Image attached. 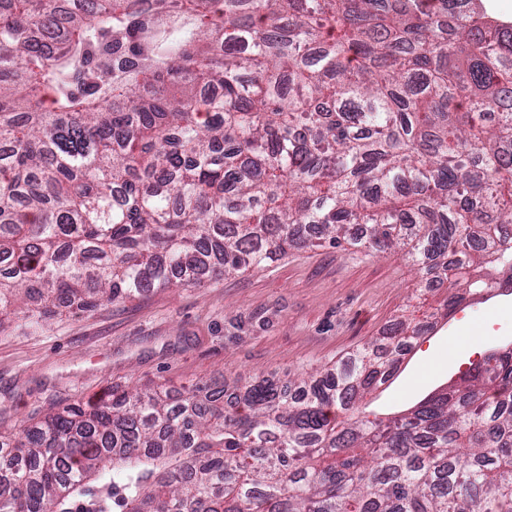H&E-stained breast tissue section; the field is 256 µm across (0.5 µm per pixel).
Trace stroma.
<instances>
[{"instance_id":"stroma-1","label":"stroma","mask_w":512,"mask_h":512,"mask_svg":"<svg viewBox=\"0 0 512 512\" xmlns=\"http://www.w3.org/2000/svg\"><path fill=\"white\" fill-rule=\"evenodd\" d=\"M445 295L426 290L402 253L327 245L92 311L60 307L36 324L12 314L0 321V432L18 433L24 421L116 384L173 392L222 384L230 398L261 378L284 385L398 320L423 319ZM509 342L512 295L472 301L438 322L367 406L405 409Z\"/></svg>"}]
</instances>
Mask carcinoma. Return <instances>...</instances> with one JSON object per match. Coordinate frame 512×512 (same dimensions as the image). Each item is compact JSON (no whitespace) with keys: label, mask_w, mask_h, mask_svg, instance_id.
I'll use <instances>...</instances> for the list:
<instances>
[{"label":"carcinoma","mask_w":512,"mask_h":512,"mask_svg":"<svg viewBox=\"0 0 512 512\" xmlns=\"http://www.w3.org/2000/svg\"><path fill=\"white\" fill-rule=\"evenodd\" d=\"M476 0H0V317L291 247L512 291V25ZM280 387H111L0 434V512H512V346L382 417L434 328Z\"/></svg>","instance_id":"obj_1"}]
</instances>
